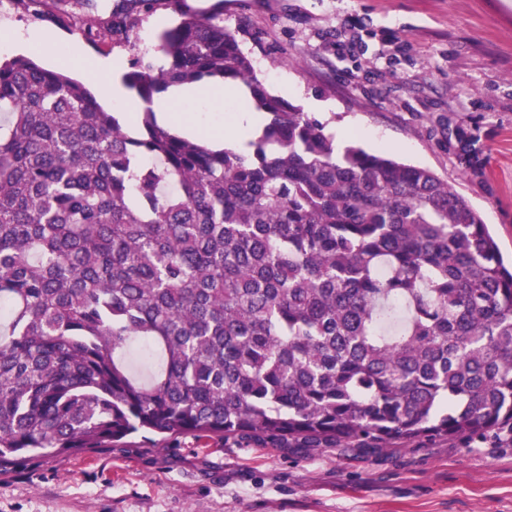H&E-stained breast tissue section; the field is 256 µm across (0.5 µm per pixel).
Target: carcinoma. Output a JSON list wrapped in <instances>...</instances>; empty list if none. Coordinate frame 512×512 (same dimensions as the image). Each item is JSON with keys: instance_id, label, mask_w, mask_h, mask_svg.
Returning a JSON list of instances; mask_svg holds the SVG:
<instances>
[{"instance_id": "1", "label": "carcinoma", "mask_w": 512, "mask_h": 512, "mask_svg": "<svg viewBox=\"0 0 512 512\" xmlns=\"http://www.w3.org/2000/svg\"><path fill=\"white\" fill-rule=\"evenodd\" d=\"M60 18L111 36L135 21ZM137 59L123 130L85 84L0 63V475L136 433L379 455L512 447V267L433 171L273 94L218 18L179 10ZM238 82L246 150L156 122L174 86ZM457 158L484 173L478 137ZM138 337L163 357L136 378Z\"/></svg>"}]
</instances>
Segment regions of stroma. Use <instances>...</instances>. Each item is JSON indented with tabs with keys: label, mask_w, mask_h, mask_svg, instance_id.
Listing matches in <instances>:
<instances>
[{
	"label": "stroma",
	"mask_w": 512,
	"mask_h": 512,
	"mask_svg": "<svg viewBox=\"0 0 512 512\" xmlns=\"http://www.w3.org/2000/svg\"><path fill=\"white\" fill-rule=\"evenodd\" d=\"M220 12L273 93L313 112L337 146L428 168L484 218L512 257V0H183ZM172 7L141 8L128 36L95 45L56 12L0 0V28L59 40L49 69L123 58L161 63ZM479 138L485 173L456 159ZM0 512H512V448L413 443L377 456L297 453L193 438L127 439L0 476ZM455 136L458 148L457 158L460 165L475 176L483 175L484 163L478 137L463 127L455 128Z\"/></svg>",
	"instance_id": "1"
}]
</instances>
